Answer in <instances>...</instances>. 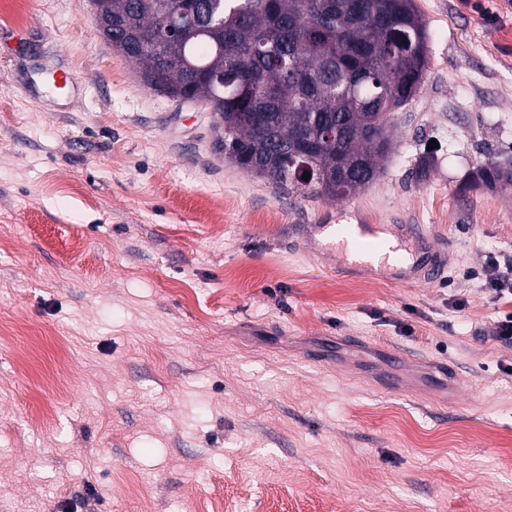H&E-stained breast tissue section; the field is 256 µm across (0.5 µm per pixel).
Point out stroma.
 Listing matches in <instances>:
<instances>
[{
    "mask_svg": "<svg viewBox=\"0 0 512 512\" xmlns=\"http://www.w3.org/2000/svg\"><path fill=\"white\" fill-rule=\"evenodd\" d=\"M415 3L425 79L333 199L225 160L90 0H0V512H512V187L467 186L512 162V0ZM329 224L425 225L445 269ZM330 229L332 237L336 238L337 230L342 235L344 241H349L358 256L368 261H380V264L388 268L402 272L408 270V276L417 278L426 274L427 277H434L439 273L437 266L418 267L421 265V253L404 252L398 245L392 246L378 239L373 225L371 224H336V226H327ZM426 269V271H425ZM487 290L495 301H512V263H501L496 257H490L487 265Z\"/></svg>",
    "mask_w": 512,
    "mask_h": 512,
    "instance_id": "obj_1",
    "label": "stroma"
}]
</instances>
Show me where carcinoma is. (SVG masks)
I'll return each instance as SVG.
<instances>
[{
  "label": "carcinoma",
  "mask_w": 512,
  "mask_h": 512,
  "mask_svg": "<svg viewBox=\"0 0 512 512\" xmlns=\"http://www.w3.org/2000/svg\"><path fill=\"white\" fill-rule=\"evenodd\" d=\"M112 41L160 92L210 100L214 144L257 178L299 194L346 198L382 173L392 116L428 68L413 0H95ZM162 39L155 52L148 39ZM250 78V87L240 80ZM309 180L294 179L299 166ZM512 185V165L487 162L469 186Z\"/></svg>",
  "instance_id": "obj_1"
}]
</instances>
